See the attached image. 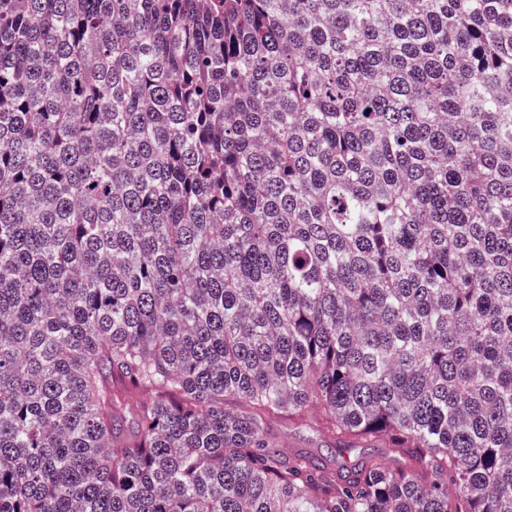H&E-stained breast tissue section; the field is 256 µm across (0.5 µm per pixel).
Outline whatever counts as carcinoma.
Wrapping results in <instances>:
<instances>
[{
  "label": "carcinoma",
  "mask_w": 512,
  "mask_h": 512,
  "mask_svg": "<svg viewBox=\"0 0 512 512\" xmlns=\"http://www.w3.org/2000/svg\"><path fill=\"white\" fill-rule=\"evenodd\" d=\"M0 512H512V0H0ZM277 434L288 451L303 449L330 456V449L327 448H331L332 442L318 433L309 422L283 419L277 427Z\"/></svg>",
  "instance_id": "carcinoma-1"
}]
</instances>
